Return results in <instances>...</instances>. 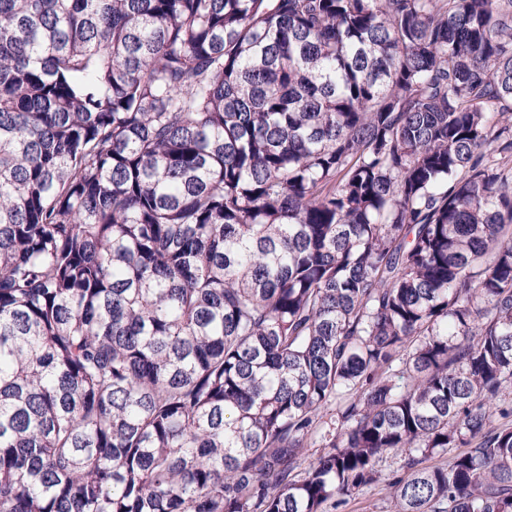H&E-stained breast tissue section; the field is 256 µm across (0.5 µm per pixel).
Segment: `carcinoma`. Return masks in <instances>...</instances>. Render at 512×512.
I'll use <instances>...</instances> for the list:
<instances>
[{"label":"carcinoma","instance_id":"carcinoma-1","mask_svg":"<svg viewBox=\"0 0 512 512\" xmlns=\"http://www.w3.org/2000/svg\"><path fill=\"white\" fill-rule=\"evenodd\" d=\"M511 387L512 0H0V512H512ZM402 457L388 455L378 466L377 481L356 492L337 512H386L390 507L389 481L400 473Z\"/></svg>","mask_w":512,"mask_h":512}]
</instances>
